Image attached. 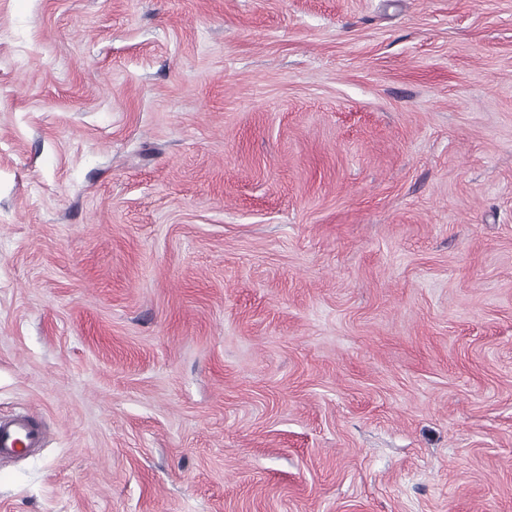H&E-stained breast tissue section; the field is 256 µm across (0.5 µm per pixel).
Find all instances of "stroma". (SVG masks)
Returning a JSON list of instances; mask_svg holds the SVG:
<instances>
[{
    "label": "stroma",
    "mask_w": 512,
    "mask_h": 512,
    "mask_svg": "<svg viewBox=\"0 0 512 512\" xmlns=\"http://www.w3.org/2000/svg\"><path fill=\"white\" fill-rule=\"evenodd\" d=\"M0 512H512V0H0ZM44 431L39 422L28 415L18 414L0 421V459L11 460L29 456L40 448Z\"/></svg>",
    "instance_id": "1"
}]
</instances>
